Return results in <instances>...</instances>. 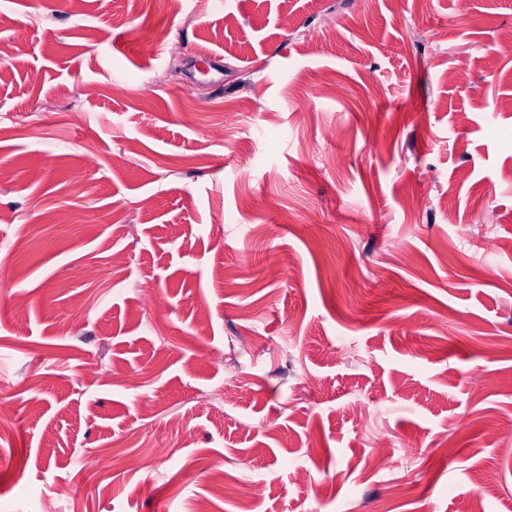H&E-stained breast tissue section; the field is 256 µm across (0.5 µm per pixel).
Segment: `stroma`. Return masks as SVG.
I'll return each instance as SVG.
<instances>
[{
	"instance_id": "1",
	"label": "stroma",
	"mask_w": 512,
	"mask_h": 512,
	"mask_svg": "<svg viewBox=\"0 0 512 512\" xmlns=\"http://www.w3.org/2000/svg\"><path fill=\"white\" fill-rule=\"evenodd\" d=\"M1 38L0 512H512V0H0Z\"/></svg>"
}]
</instances>
